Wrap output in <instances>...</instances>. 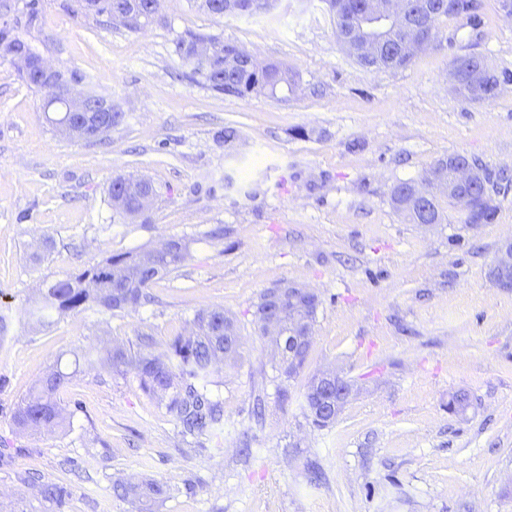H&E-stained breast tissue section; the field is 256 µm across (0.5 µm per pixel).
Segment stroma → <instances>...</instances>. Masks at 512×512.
<instances>
[{
    "mask_svg": "<svg viewBox=\"0 0 512 512\" xmlns=\"http://www.w3.org/2000/svg\"><path fill=\"white\" fill-rule=\"evenodd\" d=\"M480 19L441 18L406 67L376 69L344 51L320 0L239 18L162 0L158 21L138 32L76 12L74 0H0V31L124 115L104 140L64 139L44 118L42 93L0 54V312L13 319L0 347V449L10 454L0 501L30 471L74 484L68 512H512V288L488 277L512 239V184L496 197L495 220L475 227L444 195L431 228L390 201L394 185L421 181L451 154L512 181V84L474 102L451 76L467 53L512 70V21L497 0H481ZM187 30L288 67L297 92L211 90L174 53ZM228 126L239 132L231 141ZM125 174L159 190L143 213L112 208L108 188ZM218 224L223 240L209 239ZM170 237L189 256L150 285V304L22 323L43 280ZM286 281L321 304L283 399L254 311L261 292ZM213 308L236 318L242 338L237 366L214 377L223 431L183 437L127 366L59 390L63 406L84 408L69 430L13 431L15 403L55 361L141 331L166 350L196 311ZM324 370L355 392L320 428L305 394ZM458 391L471 402L462 415L448 410ZM117 479L164 493L135 506L113 495Z\"/></svg>",
    "mask_w": 512,
    "mask_h": 512,
    "instance_id": "1",
    "label": "stroma"
}]
</instances>
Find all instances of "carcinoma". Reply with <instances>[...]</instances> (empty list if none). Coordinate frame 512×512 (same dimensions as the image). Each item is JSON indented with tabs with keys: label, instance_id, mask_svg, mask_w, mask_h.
<instances>
[{
	"label": "carcinoma",
	"instance_id": "carcinoma-1",
	"mask_svg": "<svg viewBox=\"0 0 512 512\" xmlns=\"http://www.w3.org/2000/svg\"><path fill=\"white\" fill-rule=\"evenodd\" d=\"M151 0H100L98 10L107 13L111 8L123 7L129 12L126 29L137 32L146 27L140 18L142 8ZM225 0H193L197 10L211 16H252L258 0H232V10L224 11ZM203 40L221 44L219 53L204 67L191 68V74L200 78L212 90L227 94L234 89L237 97L250 93H268L275 96L291 92L297 85L296 75L275 63L261 73L245 67L231 68L226 61L232 58L239 46L226 42L216 35H205L187 30L174 43V52L180 60L189 57L191 47ZM0 52L6 55H33L26 42L0 35ZM110 192L123 193L128 200V211H138V198L150 194L158 195L152 182L143 179L126 185L120 178L112 179ZM498 184L486 179L485 186L477 192L473 208L463 215L466 224H489L494 221L498 206L494 204ZM179 248L171 252H160L155 265L150 269L140 267V253L129 251L111 255L98 265L76 275L46 281L39 289L36 304L26 310V319L41 326L49 323L52 314L59 316L71 312L93 310L97 313L114 310L135 311L149 300L148 287L178 268L188 256L187 245L176 240ZM238 328L234 319H224L222 310H201L192 319L190 333L174 337L166 354L155 353L154 336L141 333L129 349L110 348L100 351L96 347L86 349L75 358L76 366L93 369L97 364H106L118 369L129 366L136 372L142 391L158 400L179 422L182 432L202 435L217 431L223 425L222 402L208 390L217 363H234L240 357ZM72 377V374L55 366L48 370L31 392L15 407L13 425L21 431L53 430L71 421L76 411L66 410L56 399L57 391ZM24 485L37 488L38 496L46 512H65L72 498V488L63 482L44 481L30 473L18 476ZM113 493L121 499H143L159 495L162 488L156 483L141 486L117 481L112 485Z\"/></svg>",
	"mask_w": 512,
	"mask_h": 512
}]
</instances>
